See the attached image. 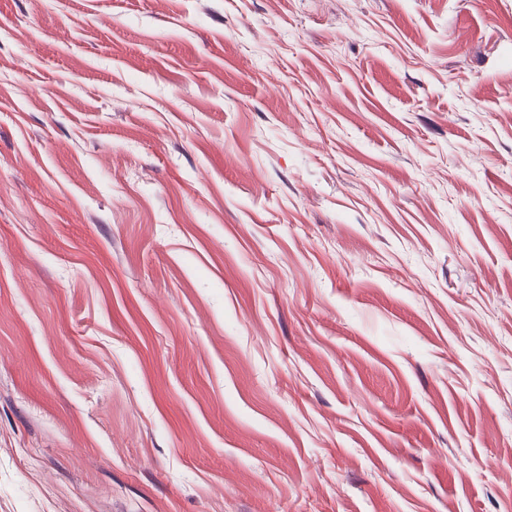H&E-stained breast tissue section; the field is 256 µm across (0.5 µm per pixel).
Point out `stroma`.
<instances>
[{"label": "stroma", "mask_w": 512, "mask_h": 512, "mask_svg": "<svg viewBox=\"0 0 512 512\" xmlns=\"http://www.w3.org/2000/svg\"><path fill=\"white\" fill-rule=\"evenodd\" d=\"M0 512H512V0H0Z\"/></svg>", "instance_id": "35a3bbf8"}]
</instances>
